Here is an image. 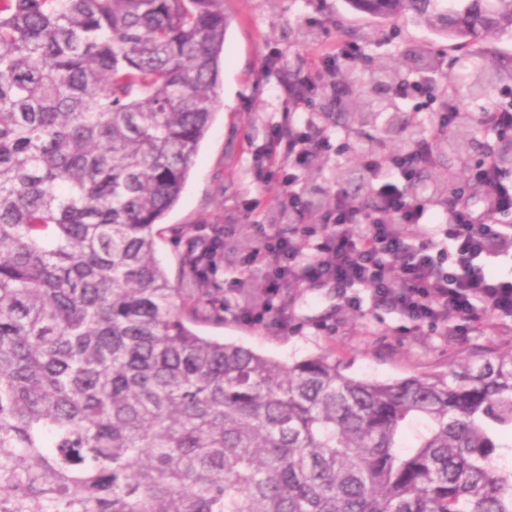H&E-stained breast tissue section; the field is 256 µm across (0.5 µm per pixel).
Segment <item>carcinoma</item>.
I'll return each mask as SVG.
<instances>
[{
	"label": "carcinoma",
	"mask_w": 512,
	"mask_h": 512,
	"mask_svg": "<svg viewBox=\"0 0 512 512\" xmlns=\"http://www.w3.org/2000/svg\"><path fill=\"white\" fill-rule=\"evenodd\" d=\"M348 4L461 46L512 35V0ZM228 26L224 0H0V512H512V348L380 382L196 331L211 244L175 288L155 226L214 121ZM475 139L453 131L449 158Z\"/></svg>",
	"instance_id": "1"
}]
</instances>
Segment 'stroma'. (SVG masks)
Masks as SVG:
<instances>
[{
  "instance_id": "stroma-1",
  "label": "stroma",
  "mask_w": 512,
  "mask_h": 512,
  "mask_svg": "<svg viewBox=\"0 0 512 512\" xmlns=\"http://www.w3.org/2000/svg\"><path fill=\"white\" fill-rule=\"evenodd\" d=\"M231 22L224 40L222 89L216 118L203 141L177 205L157 225V257L174 286H181L190 237L220 231L224 240L208 285L209 305L231 301L230 283L244 272L243 259L254 254L264 265V234H296L276 202L275 184L260 178L257 160L271 126L287 127L294 118L291 89L313 77L318 56L337 44L358 45L357 67L364 78L358 93L369 101L389 102L392 93L373 81L372 70L388 64L391 82L415 80L432 86L430 103L397 101L401 130L387 150L406 147L411 134L425 131L448 96V80L457 63L487 66L512 59V37L491 38L461 47L407 18L381 21L349 7L346 0H224ZM440 62L433 70L422 53ZM313 113L321 130L346 142L341 154L315 160L321 175H307L302 191L327 187L337 165H346L352 181L364 171L356 159L364 137L344 129L338 113L334 77L314 79ZM281 309V325L245 324L226 313L199 323V333L236 342L284 363L321 353L332 356L345 373L393 381L424 372L446 374L448 365L474 350L512 348V316L476 311L464 325L449 327L413 322L396 307L376 300L364 288L340 290L327 284H292L272 300Z\"/></svg>"
}]
</instances>
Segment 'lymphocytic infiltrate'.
Wrapping results in <instances>:
<instances>
[{
  "label": "lymphocytic infiltrate",
  "mask_w": 512,
  "mask_h": 512,
  "mask_svg": "<svg viewBox=\"0 0 512 512\" xmlns=\"http://www.w3.org/2000/svg\"><path fill=\"white\" fill-rule=\"evenodd\" d=\"M293 99L298 118L288 131L272 128L266 161L277 173L281 209L295 220L317 203L298 184L330 140L313 137L306 94L295 91ZM463 117L460 102L449 98L432 130L404 149L383 156L364 153L372 205L355 204L343 187H333L320 240L308 258H301L294 237L271 236L266 248L272 261L262 274L266 294L276 296L291 281L311 287L331 282L370 289L377 300L432 325L469 321L478 308L512 315V277L484 269L485 260L512 256V183H504L493 158L469 168L464 187L449 195L437 236L423 242L407 234L428 219L409 187L433 165L439 135L453 131Z\"/></svg>",
  "instance_id": "1"
}]
</instances>
